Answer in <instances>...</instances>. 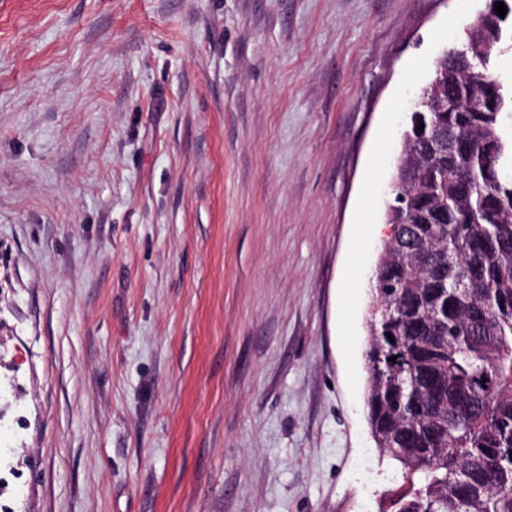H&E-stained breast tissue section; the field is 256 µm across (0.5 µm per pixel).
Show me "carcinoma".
<instances>
[{
	"label": "carcinoma",
	"instance_id": "cac0c4a2",
	"mask_svg": "<svg viewBox=\"0 0 512 512\" xmlns=\"http://www.w3.org/2000/svg\"><path fill=\"white\" fill-rule=\"evenodd\" d=\"M511 51V8L475 20L425 86L463 105L420 107L403 134L365 352L371 433L404 478L392 512H512ZM445 135L453 159L422 148Z\"/></svg>",
	"mask_w": 512,
	"mask_h": 512
}]
</instances>
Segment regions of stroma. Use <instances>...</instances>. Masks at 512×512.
<instances>
[{
  "label": "stroma",
  "instance_id": "35a3bbf8",
  "mask_svg": "<svg viewBox=\"0 0 512 512\" xmlns=\"http://www.w3.org/2000/svg\"><path fill=\"white\" fill-rule=\"evenodd\" d=\"M488 0H0V503L386 512L376 225Z\"/></svg>",
  "mask_w": 512,
  "mask_h": 512
}]
</instances>
